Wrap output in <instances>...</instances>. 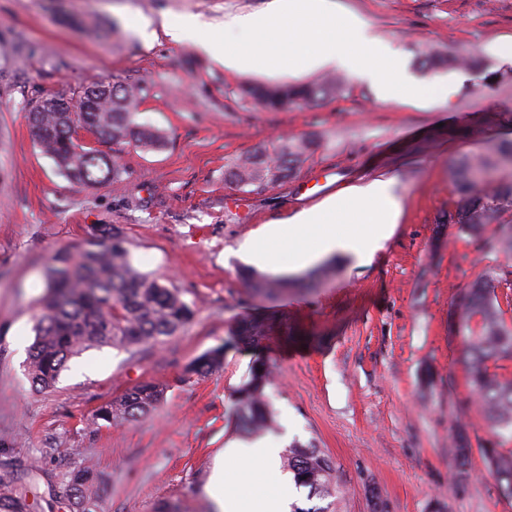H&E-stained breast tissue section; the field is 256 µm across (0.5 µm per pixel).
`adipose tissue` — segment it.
Instances as JSON below:
<instances>
[{
  "mask_svg": "<svg viewBox=\"0 0 512 512\" xmlns=\"http://www.w3.org/2000/svg\"><path fill=\"white\" fill-rule=\"evenodd\" d=\"M201 47L236 73L299 76L343 69L371 84L382 100L429 101L448 95V84L426 83L355 13L332 0H272L262 11L234 19ZM395 178L380 177L338 192L320 204L266 225L245 243L251 262L274 273L298 272L325 257L370 260L383 227L396 223ZM279 449L261 439L229 447L210 477L221 512H290L291 474L277 470Z\"/></svg>",
  "mask_w": 512,
  "mask_h": 512,
  "instance_id": "ef3b65f1",
  "label": "adipose tissue"
}]
</instances>
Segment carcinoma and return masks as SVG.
Returning a JSON list of instances; mask_svg holds the SVG:
<instances>
[{
	"label": "carcinoma",
	"instance_id": "1",
	"mask_svg": "<svg viewBox=\"0 0 512 512\" xmlns=\"http://www.w3.org/2000/svg\"><path fill=\"white\" fill-rule=\"evenodd\" d=\"M342 89L339 82L303 87L288 85L250 86L245 93L272 109H297ZM143 88L137 85L100 82L54 95L55 105L43 98L28 110L29 132L42 152L50 156L72 182L95 187L117 181L124 167L112 155L78 145L77 129L94 133L104 143L127 141L141 147H160L164 136L136 121L135 105ZM307 145L286 141L269 165L264 155L245 156L227 171L229 181L242 187H262L268 181L285 179L292 173ZM457 203L448 213V223L480 241L487 255L512 257V143L490 147L462 157L452 175ZM512 269L482 271L469 285L451 317V330L463 337V356L469 364L468 385L477 397L489 425L512 429V379L499 373L512 361V323L504 307L512 306V295L498 293L501 285L512 288ZM257 295L288 288H305L306 278H267L251 272L243 275ZM46 297L37 315L36 339L28 360L33 388L47 389L58 379L69 358L94 346L126 350L160 344L177 335L195 310L179 292L158 279L139 272L131 263L120 231L108 225L88 233L79 254L56 252L46 269ZM272 324L254 320L241 326L238 339L258 346L269 338ZM224 350L216 348L199 356L188 368V376H203L221 365ZM270 366L256 361L249 378L233 393L238 425L260 436L272 425L265 389ZM165 388L143 383L121 398L99 409L100 419L129 420L149 413L162 399ZM476 443L489 474L497 485L512 483V451L487 449ZM470 439L458 434L453 452L460 467L468 463ZM284 464L308 497L320 499L338 494L339 478L330 459L313 443H293ZM94 475L88 469L72 473L66 481L68 496L76 512H98L92 496Z\"/></svg>",
	"mask_w": 512,
	"mask_h": 512
}]
</instances>
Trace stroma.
I'll return each mask as SVG.
<instances>
[{
  "instance_id": "1",
  "label": "stroma",
  "mask_w": 512,
  "mask_h": 512,
  "mask_svg": "<svg viewBox=\"0 0 512 512\" xmlns=\"http://www.w3.org/2000/svg\"><path fill=\"white\" fill-rule=\"evenodd\" d=\"M270 2L0 0V494L23 496L27 512H72L64 483L85 467L99 476L101 512H215L210 476L225 448L245 440L231 394L259 357L273 372L266 438L311 441L331 459L337 512H512L479 449L463 479L451 452L458 425L496 448H512V432L493 433L469 400L448 312L490 260L447 221L454 163L512 140V64L497 53L512 39V0H335L418 78L451 80L447 100L426 108L376 101L346 74L338 95L273 110L242 88L304 86L328 71L233 73L191 43L161 35L147 46L133 31L141 18H195L211 33ZM431 52L475 64L434 72L423 64ZM100 81L145 86L137 120L165 141L148 149L80 131L126 169L88 188L35 145L26 113L32 99ZM288 140L309 144L290 178L261 190L226 180L241 155ZM390 174L401 216L370 264L345 256L311 288L250 294L238 252L252 232ZM103 224L120 229L132 264L176 288L195 317L152 349H86L52 388L35 391L27 361L48 259L78 251ZM251 317L276 322L256 349L232 336ZM218 347L221 368L187 377L195 358ZM143 382L166 387L151 412L98 418Z\"/></svg>"
}]
</instances>
